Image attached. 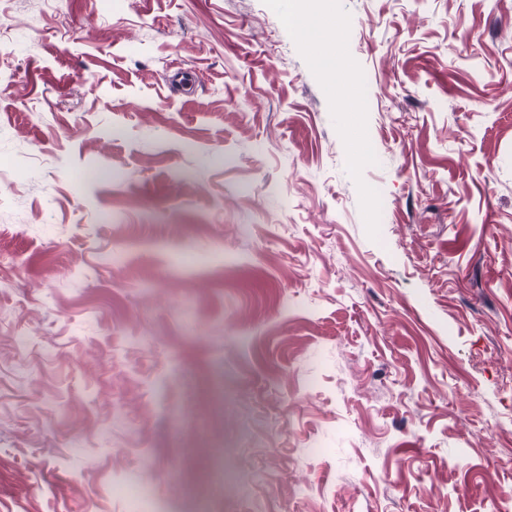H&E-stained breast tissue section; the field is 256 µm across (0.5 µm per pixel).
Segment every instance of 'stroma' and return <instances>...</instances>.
<instances>
[{
  "label": "stroma",
  "mask_w": 512,
  "mask_h": 512,
  "mask_svg": "<svg viewBox=\"0 0 512 512\" xmlns=\"http://www.w3.org/2000/svg\"><path fill=\"white\" fill-rule=\"evenodd\" d=\"M119 480L512 512V0H0V512ZM287 22L312 45H320L324 42L337 45L342 42L344 37L341 27L326 28L314 15L301 10L289 14Z\"/></svg>",
  "instance_id": "35a3bbf8"
}]
</instances>
